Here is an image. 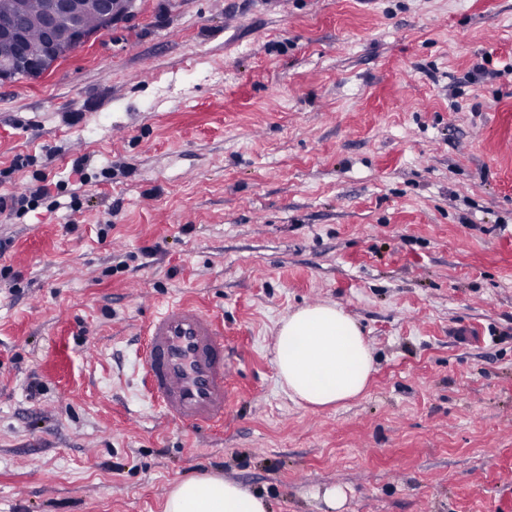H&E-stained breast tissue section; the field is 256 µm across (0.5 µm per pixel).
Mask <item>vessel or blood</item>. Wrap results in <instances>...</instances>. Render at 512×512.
I'll return each instance as SVG.
<instances>
[{
	"label": "vessel or blood",
	"mask_w": 512,
	"mask_h": 512,
	"mask_svg": "<svg viewBox=\"0 0 512 512\" xmlns=\"http://www.w3.org/2000/svg\"><path fill=\"white\" fill-rule=\"evenodd\" d=\"M143 369L149 395L170 420L197 429L223 423L230 401L224 333L209 311L172 301L153 313Z\"/></svg>",
	"instance_id": "obj_1"
}]
</instances>
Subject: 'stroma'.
Returning a JSON list of instances; mask_svg holds the SVG:
<instances>
[{
    "label": "stroma",
    "mask_w": 512,
    "mask_h": 512,
    "mask_svg": "<svg viewBox=\"0 0 512 512\" xmlns=\"http://www.w3.org/2000/svg\"><path fill=\"white\" fill-rule=\"evenodd\" d=\"M132 3L0 81V194L51 186L0 214V512H162L213 472L270 512H512V0ZM181 297L224 324L207 432L142 385ZM322 302L374 372L312 410L274 342Z\"/></svg>",
    "instance_id": "35a3bbf8"
}]
</instances>
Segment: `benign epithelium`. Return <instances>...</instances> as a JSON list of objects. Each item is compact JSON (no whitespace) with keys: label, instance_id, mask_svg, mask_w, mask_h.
<instances>
[{"label":"benign epithelium","instance_id":"1","mask_svg":"<svg viewBox=\"0 0 512 512\" xmlns=\"http://www.w3.org/2000/svg\"><path fill=\"white\" fill-rule=\"evenodd\" d=\"M92 8L99 20V29L109 30L125 21L131 9V0H125L121 9H116V0H45L43 40L44 52L34 59L27 55V32L23 22L25 0H14L10 10L0 18V42L14 46L15 54L0 59V79H7L24 72L38 76L48 71L59 59L73 48L87 43L97 34L79 24V18L86 7Z\"/></svg>","mask_w":512,"mask_h":512}]
</instances>
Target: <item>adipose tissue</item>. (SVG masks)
I'll use <instances>...</instances> for the list:
<instances>
[{"label":"adipose tissue","mask_w":512,"mask_h":512,"mask_svg":"<svg viewBox=\"0 0 512 512\" xmlns=\"http://www.w3.org/2000/svg\"><path fill=\"white\" fill-rule=\"evenodd\" d=\"M274 351L277 375L289 399L312 409L358 398L374 371L372 350L361 328L330 303L288 314ZM164 512H269V502L236 481L206 473L175 485Z\"/></svg>","instance_id":"ef3b65f1"}]
</instances>
